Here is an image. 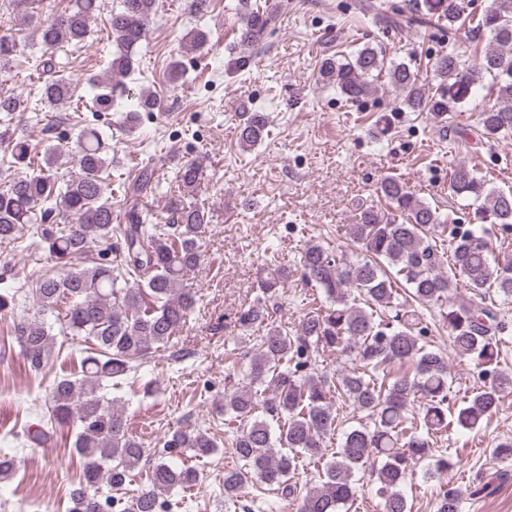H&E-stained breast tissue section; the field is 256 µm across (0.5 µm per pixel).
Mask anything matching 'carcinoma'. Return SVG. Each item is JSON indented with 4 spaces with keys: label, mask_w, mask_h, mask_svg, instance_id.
<instances>
[{
    "label": "carcinoma",
    "mask_w": 512,
    "mask_h": 512,
    "mask_svg": "<svg viewBox=\"0 0 512 512\" xmlns=\"http://www.w3.org/2000/svg\"><path fill=\"white\" fill-rule=\"evenodd\" d=\"M155 0H122L112 13V46L105 76L87 81L86 97L97 112H108L126 100L125 123L138 126L143 112H161V98L142 91L127 97L124 78L139 67L138 49L153 20ZM98 0H74L61 15L38 28L42 45L55 50L82 43L99 10ZM422 19L443 23L456 32L467 20L464 0H414ZM276 15L253 10L238 29L245 49L259 45ZM474 28L491 36L477 65L467 66L453 51L435 58L432 88L410 65L386 63L382 52L366 45L343 59H322L319 80L336 87L345 100L357 103L371 90V80L384 74L411 112L434 118L468 103L484 78L492 80L496 104L480 112L481 132L488 138L512 134V0H493ZM20 54L14 40L0 37V71ZM38 66L49 74L40 102L49 107L67 104L72 83L66 66L54 55ZM20 102L0 97V143L11 144L9 166L21 171L0 188V242L15 239L21 225L32 223L33 211L43 207L44 218L59 224L34 225V245L58 271L37 281L32 298L35 312L13 324L14 339L30 370L39 372L51 361L55 337L46 316L56 315L71 336L91 341L81 375H64L48 395L47 418L27 429L28 442L39 445L60 425L77 429L75 451L82 476L70 492L69 512H164L163 496L200 483L192 467H175L173 459L191 451L198 458L211 455L217 443L208 433L178 427L154 449L149 484L126 504L112 492L124 489L147 452L133 434L121 398L108 397L114 380H124L152 354L167 347L197 302L188 272L200 262L199 241L209 223L208 211L180 199L169 206L163 224H151L143 199L155 179L149 158L121 185L123 223L112 205V156L102 133L84 127L77 137L78 173L60 181L58 156L49 149L44 164L34 165L25 140L6 139L12 113ZM268 135V117L253 112L240 128L239 145L250 149ZM199 167L187 162L178 178L193 195ZM449 187L474 202L473 224L462 228L439 208L418 198L397 176H386L377 187L385 206H366L347 225L349 237L361 244L355 259L337 257L310 242L301 256L306 283L325 295L329 306L310 312L299 333L288 335L280 326L267 328L259 350L249 360L248 383L224 393V414L232 446L245 467L224 472V497L232 499L251 482L301 499L298 512H342L354 502L363 478L378 485L384 512H410L403 493L408 472L428 462L430 474L445 476L452 463L432 453V440L454 426L472 430L498 410L512 392V372L499 368L500 347L495 331L503 330L495 305L455 302L462 285L484 296L493 288L512 299V256L491 262L486 225H512V191L489 189L470 167L460 162L448 172ZM448 233L450 263L444 264L433 237ZM94 245L99 250L88 263L80 260ZM449 270H444V267ZM288 266L272 264L258 280L262 301L277 297L288 283ZM439 307L440 322L448 328L452 349L485 367L480 391L459 408L448 402V359L432 345L423 325L422 307ZM392 316L375 319L377 310ZM268 319L265 308L252 306L238 317L243 328ZM344 354L354 366L336 377V384L314 380L303 372L313 369L320 350ZM366 414L370 422L343 433L339 448L318 484L298 494L295 477L299 458H322L326 439L336 434L338 414L331 388ZM418 409L420 426L411 422ZM261 415H256V412ZM461 493L451 484L440 486L436 512H459Z\"/></svg>",
    "instance_id": "obj_1"
}]
</instances>
